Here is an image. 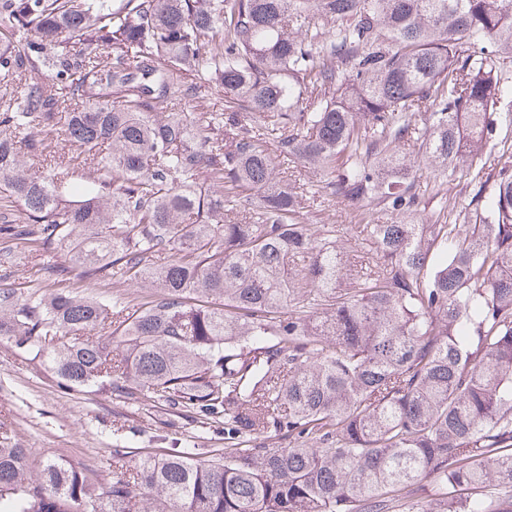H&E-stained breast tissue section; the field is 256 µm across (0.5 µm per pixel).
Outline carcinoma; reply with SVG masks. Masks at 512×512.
Listing matches in <instances>:
<instances>
[{"label":"carcinoma","instance_id":"cac0c4a2","mask_svg":"<svg viewBox=\"0 0 512 512\" xmlns=\"http://www.w3.org/2000/svg\"><path fill=\"white\" fill-rule=\"evenodd\" d=\"M508 94L512 0H0V258L31 244L0 336L61 389L224 435L114 448L106 482L0 445V512H512V145L482 159ZM272 134L354 204L411 213L425 169L484 204L317 241ZM52 246L151 291H51Z\"/></svg>","mask_w":512,"mask_h":512}]
</instances>
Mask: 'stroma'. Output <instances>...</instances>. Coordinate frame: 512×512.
I'll use <instances>...</instances> for the list:
<instances>
[{
  "instance_id": "stroma-1",
  "label": "stroma",
  "mask_w": 512,
  "mask_h": 512,
  "mask_svg": "<svg viewBox=\"0 0 512 512\" xmlns=\"http://www.w3.org/2000/svg\"><path fill=\"white\" fill-rule=\"evenodd\" d=\"M458 205L443 212V200L434 192L421 195L407 222L464 224L473 190L459 177L448 187ZM352 206L340 199L308 195L303 221L315 238H323L327 227L342 225L340 242L354 249L361 235L351 228ZM187 436L189 446L220 448V435L202 429L175 431L168 417L156 410L134 409L99 393H77L59 388L52 371L30 355L20 353L0 337V439L8 446L30 449L32 462L52 454L63 459H81L94 465L102 479L112 476V450L125 447L135 452H162Z\"/></svg>"
}]
</instances>
